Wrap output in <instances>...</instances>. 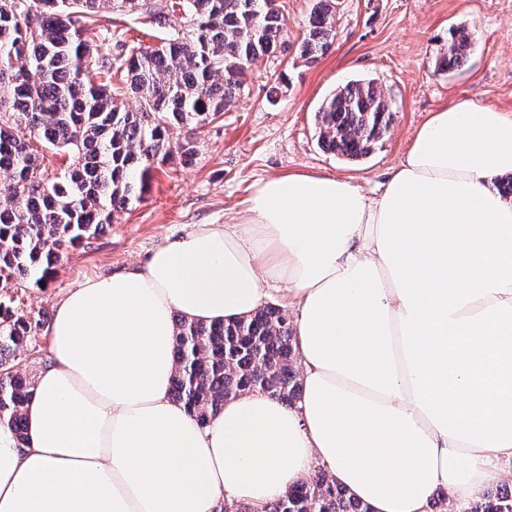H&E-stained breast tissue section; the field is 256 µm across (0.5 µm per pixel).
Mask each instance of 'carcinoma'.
Segmentation results:
<instances>
[{
    "instance_id": "obj_1",
    "label": "carcinoma",
    "mask_w": 512,
    "mask_h": 512,
    "mask_svg": "<svg viewBox=\"0 0 512 512\" xmlns=\"http://www.w3.org/2000/svg\"><path fill=\"white\" fill-rule=\"evenodd\" d=\"M336 6L318 0L313 8L300 45L304 58L314 61L332 46ZM106 8L139 17L151 31L179 8L190 33L142 47L98 27ZM95 28L110 42L109 53L86 38ZM283 35L274 0H0V173L9 179L0 191V287L24 279L44 284L64 248L98 236L113 212L143 199L155 164L174 152L191 163L195 146L172 144L171 131L228 111L244 90L242 67L277 53ZM472 48L466 29L453 30L437 69L462 66ZM116 75L137 110L126 109L112 87ZM394 116L375 81H350L318 111V143L338 157L364 158ZM36 141L66 151L69 165L59 174L41 172ZM42 324L0 296V424L20 442L33 387L15 359ZM173 355L172 397L202 424L241 393L262 392L288 406L300 398L293 321L280 307L211 324L180 316ZM267 512L370 508L321 468ZM468 512H512V488H488Z\"/></svg>"
}]
</instances>
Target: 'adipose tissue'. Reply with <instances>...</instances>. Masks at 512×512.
<instances>
[{
  "instance_id": "obj_1",
  "label": "adipose tissue",
  "mask_w": 512,
  "mask_h": 512,
  "mask_svg": "<svg viewBox=\"0 0 512 512\" xmlns=\"http://www.w3.org/2000/svg\"><path fill=\"white\" fill-rule=\"evenodd\" d=\"M512 113L450 100L379 197L261 179L233 227L195 225L60 301L24 407L0 425V512L263 508L321 464L372 512H429L512 466ZM286 284L302 396L200 424L170 395L175 318L226 321Z\"/></svg>"
}]
</instances>
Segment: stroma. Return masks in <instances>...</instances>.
Listing matches in <instances>:
<instances>
[{
	"label": "stroma",
	"instance_id": "stroma-1",
	"mask_svg": "<svg viewBox=\"0 0 512 512\" xmlns=\"http://www.w3.org/2000/svg\"><path fill=\"white\" fill-rule=\"evenodd\" d=\"M279 2L287 52L256 60L244 91L223 116L175 130L176 138L195 141V164H161L143 200L114 213L89 243L65 250L45 286L13 282L8 295L17 308L42 315L46 327L60 300L84 280L144 263L193 225L240 222L251 185L271 175L340 176L376 196L419 126L450 98L512 111V0H339L335 40L314 62L300 58L298 46L315 0ZM460 25L475 51L454 71L436 70L449 29ZM278 76L284 84L274 98L270 86ZM363 78L375 80L390 98L395 121L371 156L349 162L318 146L315 114L337 86ZM45 327L19 355L30 379L48 358Z\"/></svg>",
	"mask_w": 512,
	"mask_h": 512
}]
</instances>
